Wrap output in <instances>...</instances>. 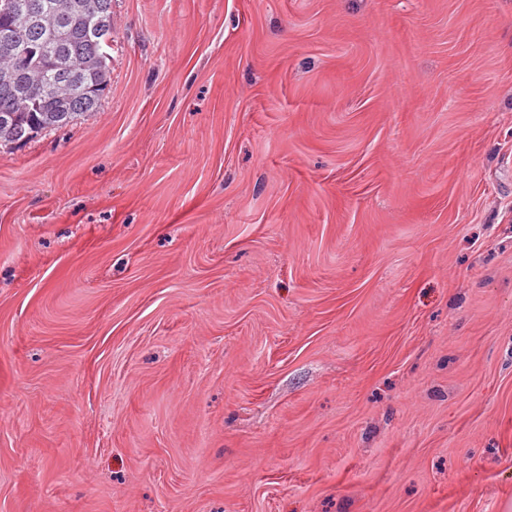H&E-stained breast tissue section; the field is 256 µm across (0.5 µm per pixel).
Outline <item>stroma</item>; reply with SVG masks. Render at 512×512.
Returning <instances> with one entry per match:
<instances>
[{"label": "stroma", "instance_id": "1", "mask_svg": "<svg viewBox=\"0 0 512 512\" xmlns=\"http://www.w3.org/2000/svg\"><path fill=\"white\" fill-rule=\"evenodd\" d=\"M0 143V512H512V0H112Z\"/></svg>", "mask_w": 512, "mask_h": 512}]
</instances>
